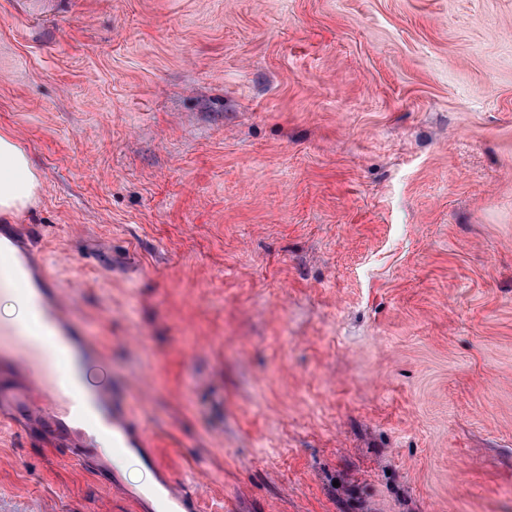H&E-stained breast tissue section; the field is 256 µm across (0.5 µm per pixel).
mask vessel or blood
Returning a JSON list of instances; mask_svg holds the SVG:
<instances>
[{
  "label": "vessel or blood",
  "instance_id": "1",
  "mask_svg": "<svg viewBox=\"0 0 512 512\" xmlns=\"http://www.w3.org/2000/svg\"><path fill=\"white\" fill-rule=\"evenodd\" d=\"M0 283L9 285L31 310L26 324L0 327V398L10 402L14 416L57 435L64 430L58 415L72 419L86 454H100L108 436L113 458L123 457L124 431L130 424L126 410L111 389L88 391L73 381L75 368L85 359L103 357L97 338L70 317L61 289L32 287L27 268L9 248H0ZM187 483L184 477L165 476L157 512H196L198 503L187 494Z\"/></svg>",
  "mask_w": 512,
  "mask_h": 512
}]
</instances>
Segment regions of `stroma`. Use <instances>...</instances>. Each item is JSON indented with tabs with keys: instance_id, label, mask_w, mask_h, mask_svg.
I'll return each instance as SVG.
<instances>
[{
	"instance_id": "stroma-1",
	"label": "stroma",
	"mask_w": 512,
	"mask_h": 512,
	"mask_svg": "<svg viewBox=\"0 0 512 512\" xmlns=\"http://www.w3.org/2000/svg\"><path fill=\"white\" fill-rule=\"evenodd\" d=\"M101 378L207 512H512V0H0V134ZM12 421L0 512H150Z\"/></svg>"
}]
</instances>
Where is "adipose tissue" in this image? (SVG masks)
Masks as SVG:
<instances>
[{"instance_id": "adipose-tissue-1", "label": "adipose tissue", "mask_w": 512, "mask_h": 512, "mask_svg": "<svg viewBox=\"0 0 512 512\" xmlns=\"http://www.w3.org/2000/svg\"><path fill=\"white\" fill-rule=\"evenodd\" d=\"M37 185V171L20 141L0 134V219L26 209Z\"/></svg>"}]
</instances>
